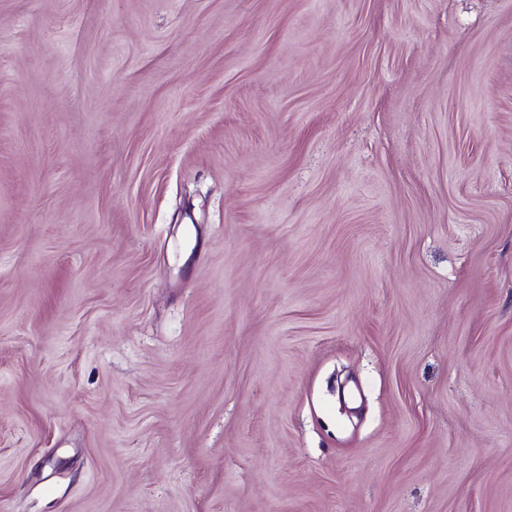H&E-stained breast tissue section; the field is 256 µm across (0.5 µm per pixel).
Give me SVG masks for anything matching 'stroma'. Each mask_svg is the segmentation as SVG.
<instances>
[{"mask_svg": "<svg viewBox=\"0 0 512 512\" xmlns=\"http://www.w3.org/2000/svg\"><path fill=\"white\" fill-rule=\"evenodd\" d=\"M0 512H512V0H0Z\"/></svg>", "mask_w": 512, "mask_h": 512, "instance_id": "stroma-1", "label": "stroma"}]
</instances>
